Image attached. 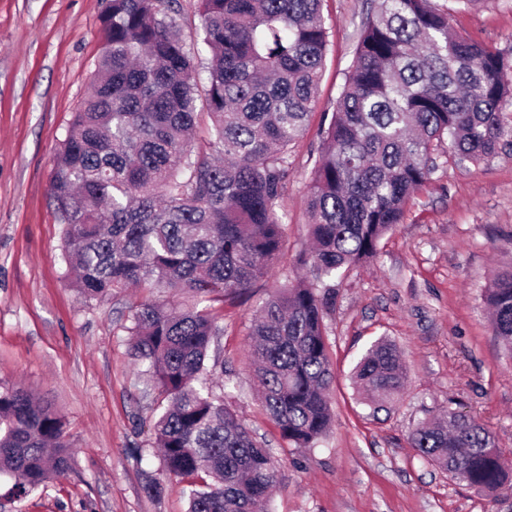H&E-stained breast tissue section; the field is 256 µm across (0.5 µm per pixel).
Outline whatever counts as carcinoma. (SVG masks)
Segmentation results:
<instances>
[{
  "instance_id": "1",
  "label": "carcinoma",
  "mask_w": 512,
  "mask_h": 512,
  "mask_svg": "<svg viewBox=\"0 0 512 512\" xmlns=\"http://www.w3.org/2000/svg\"><path fill=\"white\" fill-rule=\"evenodd\" d=\"M199 36L185 49L170 0H108L92 93L74 112L50 174L62 251L86 299L122 288H178L187 309L132 306L129 345L145 391L166 400L153 426L162 460L148 483H176L188 512H268L272 449L226 405L212 345L224 333L216 296L234 299L269 275L286 242L279 201L289 153L319 89L330 32L322 0H199ZM512 53L452 30L431 0H371L336 109L311 171L308 235L296 255L310 278L281 285L257 309L250 351L264 407L282 439L311 448L330 429L334 375L323 325L331 282L378 253L439 154L480 163L512 140ZM207 114L213 133L189 136ZM485 301L512 353V266ZM359 387L389 402L407 373L389 341L355 366ZM407 441L468 487L512 490V463L475 418L448 410ZM75 464L62 416L19 385L0 386V476L26 496Z\"/></svg>"
}]
</instances>
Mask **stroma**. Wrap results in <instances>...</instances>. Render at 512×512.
<instances>
[{"instance_id":"35a3bbf8","label":"stroma","mask_w":512,"mask_h":512,"mask_svg":"<svg viewBox=\"0 0 512 512\" xmlns=\"http://www.w3.org/2000/svg\"><path fill=\"white\" fill-rule=\"evenodd\" d=\"M107 0H0V384L26 387L58 410L73 444L67 478L48 480L0 512H186L179 489L150 497L157 476L154 397L128 350L131 288L86 300L62 258V216L49 187L57 150L89 90L101 54ZM366 0H324L330 49L314 111L291 157L282 206L288 243L271 278L227 301L218 337L229 405L278 461L270 512H512V494L492 497L422 460L407 443L419 423L446 409L474 416L512 451V354L489 326L484 295L494 270L512 264V146L473 165L442 156L408 201L376 258L336 283L324 316L336 374L330 433L312 448L282 446L250 368L253 314L286 280L305 277L310 171L350 65ZM472 39L512 51V0H479L455 12ZM396 345L408 379L380 406L352 380L378 338Z\"/></svg>"}]
</instances>
